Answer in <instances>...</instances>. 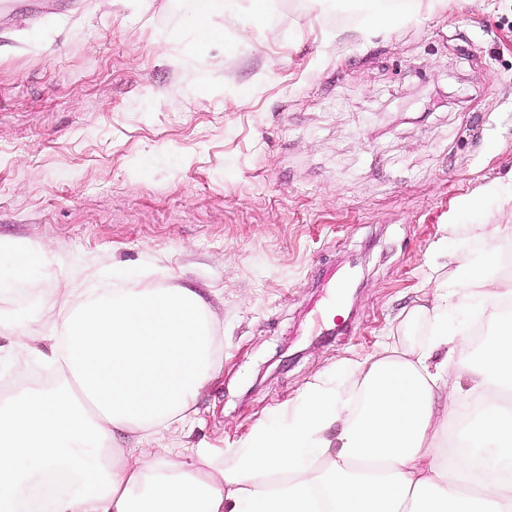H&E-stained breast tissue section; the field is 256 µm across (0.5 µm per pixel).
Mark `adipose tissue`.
Returning <instances> with one entry per match:
<instances>
[{
    "mask_svg": "<svg viewBox=\"0 0 512 512\" xmlns=\"http://www.w3.org/2000/svg\"><path fill=\"white\" fill-rule=\"evenodd\" d=\"M490 257L458 264L437 279L420 346L399 340L349 370L353 397L321 382L258 423L247 449L224 469L177 448L141 451L162 429L185 422L218 369L207 302L190 288L133 286L63 298L68 319L49 351L18 337L20 356L49 363L51 385L0 399V512H512V275L497 244L512 224H479ZM494 307L497 336L473 360L467 330L448 327L449 304ZM466 375L464 396L479 425H465L467 448L447 450L448 414L436 400L450 372ZM136 447L121 448L120 436ZM67 487L31 498L50 474Z\"/></svg>",
    "mask_w": 512,
    "mask_h": 512,
    "instance_id": "obj_1",
    "label": "adipose tissue"
}]
</instances>
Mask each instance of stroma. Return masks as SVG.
<instances>
[{
	"instance_id": "1",
	"label": "stroma",
	"mask_w": 512,
	"mask_h": 512,
	"mask_svg": "<svg viewBox=\"0 0 512 512\" xmlns=\"http://www.w3.org/2000/svg\"><path fill=\"white\" fill-rule=\"evenodd\" d=\"M193 10L0 22V238L52 254L0 310L40 336L75 285L199 291L223 368L159 444L219 467L512 220V0H277L204 47Z\"/></svg>"
}]
</instances>
